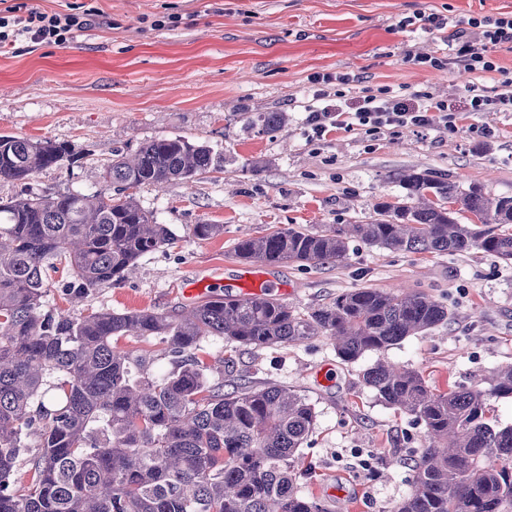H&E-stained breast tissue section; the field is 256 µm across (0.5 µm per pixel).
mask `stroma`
Listing matches in <instances>:
<instances>
[{
    "label": "stroma",
    "instance_id": "35a3bbf8",
    "mask_svg": "<svg viewBox=\"0 0 512 512\" xmlns=\"http://www.w3.org/2000/svg\"><path fill=\"white\" fill-rule=\"evenodd\" d=\"M41 10L94 7L112 21L67 47L27 41L0 52V134L68 144L75 163L23 182L0 181V197L84 193L103 186L114 154L182 136L222 150L224 169L191 184L143 186L140 206L172 232L170 244L140 258L121 285L80 299L66 295L65 272H48L46 308L180 312L193 280L236 294L244 267L234 245L289 226L322 230L365 224L376 204L396 203L405 171H427L492 196H512V112H470L469 86H496L512 72V47L493 51L497 71L471 74L405 62V54L442 56L439 34L398 28L402 18L436 13L455 19L512 13V0H27ZM179 14L176 28L153 17ZM349 76L357 97L380 89L426 90L458 114V131L403 128L368 136L334 129L313 138L305 124L313 76ZM256 112H284L285 127L257 134ZM494 134L473 136L474 126ZM198 224L223 235L201 240ZM284 302L308 312L354 288L405 289L447 306L451 321L346 364L324 336L300 344L242 347L220 337L203 356L234 362L225 390L248 380L275 382L317 412L298 451V489L324 512H394L411 488L425 428L380 402L362 381L379 360L417 370L429 386L475 384L512 364V264L472 250L454 255L394 252L351 242L339 265L288 263L265 269Z\"/></svg>",
    "mask_w": 512,
    "mask_h": 512
}]
</instances>
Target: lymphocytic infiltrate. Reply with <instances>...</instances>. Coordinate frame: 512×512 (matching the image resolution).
<instances>
[{"label": "lymphocytic infiltrate", "instance_id": "f902f5d3", "mask_svg": "<svg viewBox=\"0 0 512 512\" xmlns=\"http://www.w3.org/2000/svg\"><path fill=\"white\" fill-rule=\"evenodd\" d=\"M99 13L95 8L80 12L47 13L39 8L18 4L0 11V49L26 40L34 44L65 46L78 32L95 24ZM406 25H419L426 32H444L447 53L441 57L413 56L415 64L434 68L450 65L470 73L492 72L497 68L491 51L504 44L512 45V15L501 17H471L454 20L435 14L406 18ZM315 106L309 107L306 124L315 135H323L329 128H347L373 133L381 129L412 127L428 129L439 126L456 131V117L449 112L447 103L434 99L426 91L387 89L345 101L342 92L317 90ZM467 106L472 112H512V76H503L498 86L486 89L471 86Z\"/></svg>", "mask_w": 512, "mask_h": 512}]
</instances>
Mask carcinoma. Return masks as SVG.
I'll return each mask as SVG.
<instances>
[{"label": "carcinoma", "instance_id": "cac0c4a2", "mask_svg": "<svg viewBox=\"0 0 512 512\" xmlns=\"http://www.w3.org/2000/svg\"><path fill=\"white\" fill-rule=\"evenodd\" d=\"M287 121L285 112H258L249 124L269 132ZM73 162L66 143L0 135V181ZM222 170L224 152L164 137L130 157L115 154L96 192L0 198V512H324L300 493L292 470L314 429V405L274 382L224 392L225 361L204 360L202 342L219 336L260 347L326 336L352 363L451 319L424 294L374 288L306 313L265 295L211 298L180 314L44 308L47 270L63 266L65 290L79 299L122 283L138 259L169 244L168 226L128 190ZM398 182L401 199L376 205L368 224L290 227L240 239L234 253L258 265L342 263L360 240L512 261L511 196L426 172ZM464 213L476 221L461 222ZM123 336L161 344L171 369H157L150 350L117 348ZM362 379L425 426L412 489L395 512H512V425L491 424L487 409L491 397H512V365L487 387L444 392L388 362ZM21 464L31 474L23 485Z\"/></svg>", "mask_w": 512, "mask_h": 512}]
</instances>
